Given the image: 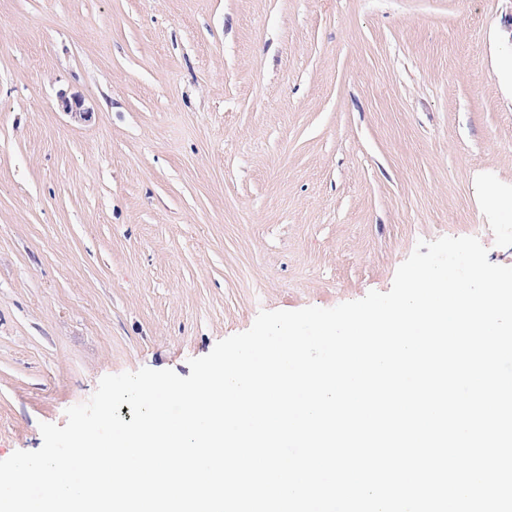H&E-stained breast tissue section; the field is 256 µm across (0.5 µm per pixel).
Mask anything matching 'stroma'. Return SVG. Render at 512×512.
<instances>
[{"label":"stroma","instance_id":"obj_1","mask_svg":"<svg viewBox=\"0 0 512 512\" xmlns=\"http://www.w3.org/2000/svg\"><path fill=\"white\" fill-rule=\"evenodd\" d=\"M509 200L512 0H0V460Z\"/></svg>","mask_w":512,"mask_h":512}]
</instances>
